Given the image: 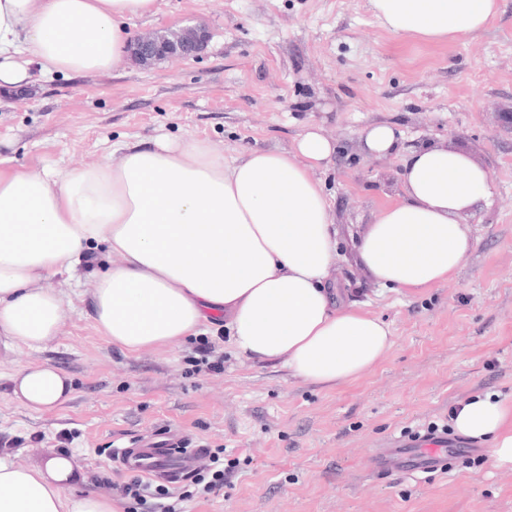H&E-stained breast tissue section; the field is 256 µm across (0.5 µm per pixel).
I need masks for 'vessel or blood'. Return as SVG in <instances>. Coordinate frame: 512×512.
I'll return each mask as SVG.
<instances>
[{
  "label": "vessel or blood",
  "instance_id": "vessel-or-blood-1",
  "mask_svg": "<svg viewBox=\"0 0 512 512\" xmlns=\"http://www.w3.org/2000/svg\"><path fill=\"white\" fill-rule=\"evenodd\" d=\"M198 455V449L190 447L184 436L170 431L134 447L113 449L112 461L127 471L174 484L191 472ZM447 467L448 437L444 434L395 444L379 449L375 455V469L380 474H427Z\"/></svg>",
  "mask_w": 512,
  "mask_h": 512
}]
</instances>
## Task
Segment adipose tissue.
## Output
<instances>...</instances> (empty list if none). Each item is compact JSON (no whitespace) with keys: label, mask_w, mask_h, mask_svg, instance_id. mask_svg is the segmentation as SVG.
Listing matches in <instances>:
<instances>
[{"label":"adipose tissue","mask_w":512,"mask_h":512,"mask_svg":"<svg viewBox=\"0 0 512 512\" xmlns=\"http://www.w3.org/2000/svg\"><path fill=\"white\" fill-rule=\"evenodd\" d=\"M396 34L441 42L477 33L498 0H371ZM156 0H0V85L35 74L104 73L127 54L130 20ZM118 156L65 173L33 175L0 159V345L40 350L65 319L63 292L46 280L76 270L104 240L118 265L93 283L98 331L135 354L168 346L223 318L235 349L281 359L294 376L324 385L353 381L393 345L388 324L342 306L330 204L313 171L335 145L321 127L289 149L225 159L208 142L160 134L117 145ZM402 191L358 243L361 265L381 286L419 292L449 282L473 248L462 217L493 192L487 168L465 151L432 144L402 158ZM32 411L71 398L61 369L30 363L10 377ZM461 435L512 468V404L467 398L452 417ZM70 454L38 461L0 455V512H123L112 497L77 487Z\"/></svg>","instance_id":"adipose-tissue-1"}]
</instances>
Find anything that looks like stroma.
I'll list each match as a JSON object with an SVG mask.
<instances>
[{
  "instance_id": "obj_1",
  "label": "stroma",
  "mask_w": 512,
  "mask_h": 512,
  "mask_svg": "<svg viewBox=\"0 0 512 512\" xmlns=\"http://www.w3.org/2000/svg\"><path fill=\"white\" fill-rule=\"evenodd\" d=\"M132 33L205 26L194 58H123L107 74L40 77L0 93V159L34 174L92 165L114 144L166 133L208 141L225 158L287 149L310 125L336 144L316 174L336 233L333 277L345 305L387 322L394 344L357 380L327 386L283 361L248 359L221 323L168 347L128 354L97 331L88 283L113 257L91 245L69 290L67 318L40 351L0 347V449L22 464L49 448L72 454L86 486L112 496L131 472L116 445L173 430L223 449L234 467L223 490L170 487L184 512H512V470L467 441L451 470L410 477L371 471L374 449L438 426L491 391L512 403V0L474 36L430 42L395 34L369 0H157ZM387 123L403 147L445 142L488 166L492 196L467 213L473 249L453 280L415 294L380 287L356 262L358 239L401 191V158L367 157L361 135ZM211 342L224 369H199ZM30 362L59 367L70 401L35 412L15 401L10 376Z\"/></svg>"
}]
</instances>
